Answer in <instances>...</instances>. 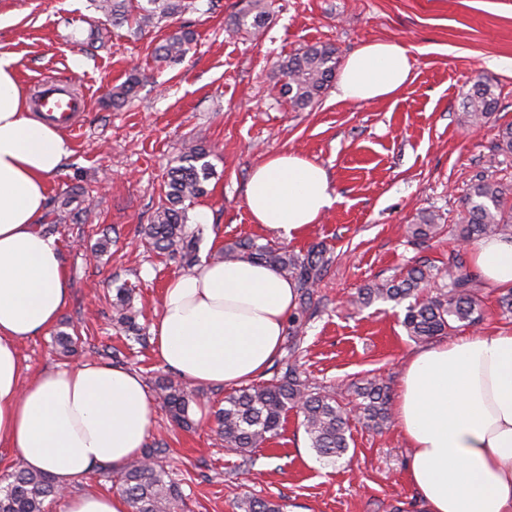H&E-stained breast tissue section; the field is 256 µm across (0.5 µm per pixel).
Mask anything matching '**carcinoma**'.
Returning <instances> with one entry per match:
<instances>
[{
    "instance_id": "1",
    "label": "carcinoma",
    "mask_w": 512,
    "mask_h": 512,
    "mask_svg": "<svg viewBox=\"0 0 512 512\" xmlns=\"http://www.w3.org/2000/svg\"><path fill=\"white\" fill-rule=\"evenodd\" d=\"M97 8L112 18L114 24L134 21L138 30L154 27L163 21L197 12L198 0H97ZM267 0H238L230 14L235 29L260 28L270 20ZM194 33L186 24L179 25L157 48L159 59L177 61L189 50ZM340 56L335 45L316 44L307 47L280 64L286 81L279 95L302 110L321 96L336 76ZM138 84L129 79L112 93V105L120 106L134 93ZM494 86L481 78L475 80L465 94L466 122L474 125L497 110ZM209 151L201 144L188 145L180 153L177 164L170 167L164 181V198L157 208L153 223L142 228L144 238L160 252L179 255L191 266L197 261L205 227L190 225L189 202L206 193L205 183L211 172L205 158ZM512 195V184L481 176L471 183L464 200V224L459 236L465 242L503 235L512 236V208L505 199ZM436 214L424 212L420 223L409 227L411 235L429 239L441 230ZM222 259H250L269 265L277 273L293 280L300 293V306L293 316L297 322L311 306L313 288L331 263V257L320 246L304 254H294L260 243L240 239L224 246ZM439 278L441 287L435 295L419 298L429 282ZM376 300L397 304L408 301L402 325L407 336L425 342L436 336L452 334L460 327L474 326L483 318L481 301L476 294V275L461 253L448 256V266L433 270L425 265L411 267L405 276L386 283L359 289L355 303L366 306ZM112 313L128 339L140 341V327L129 289H115ZM295 347L288 348L281 360L280 371L269 383L249 385L224 397V406L214 414L216 432L224 446L246 456L261 448L279 434L291 410L301 417V425L317 456L334 463L349 451L347 436L349 414L362 418L367 426L380 431L390 422V387L383 380L364 378L353 384L351 408L343 407L330 390L314 391L296 366ZM157 391L172 420L182 427L193 425L190 405L194 395L171 380L160 379ZM163 448H148L144 456L130 461L118 477V490L125 498L129 512H177L182 492L170 478L162 463ZM60 494V489L45 473L17 468L0 478V512H45V502ZM238 512H284L285 504L244 495L234 504Z\"/></svg>"
}]
</instances>
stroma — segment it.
<instances>
[{
  "label": "stroma",
  "instance_id": "stroma-1",
  "mask_svg": "<svg viewBox=\"0 0 512 512\" xmlns=\"http://www.w3.org/2000/svg\"><path fill=\"white\" fill-rule=\"evenodd\" d=\"M236 2L185 14L195 41L181 63L167 64L155 60L154 49L168 24L142 32L116 26L94 0H0V56L14 59L25 97L62 80L87 102L79 128L68 134L72 153L49 180L39 224L60 245L70 295L54 330L20 345L24 378L88 359L134 370L149 387L174 378L152 342L129 345L112 322L109 299L120 285L132 288L137 322L151 330L166 284L186 272L180 257L152 251L141 229L153 220L183 144L200 138L212 172L206 195L189 211L206 228L200 257L246 237L296 253L326 247L334 262L299 332L302 370L320 386L378 376L397 388L417 348L401 324L404 305L351 301L364 285L398 277L419 260L442 264L461 249L454 229L476 178L512 183V154L497 148L500 127L512 121V0H271L264 27L232 31L226 22ZM390 40L413 59L395 97L350 103L329 89L296 110L274 91L284 81L280 63L307 46L331 43L344 58ZM131 77L138 80L132 99L103 106ZM479 77L493 84L498 108L471 126L464 95ZM288 151L327 170L336 202L286 242L252 223L245 188L258 164ZM425 211L444 231L413 239L408 228ZM104 235L107 250L94 251ZM60 332L80 336L76 354L56 346ZM227 393L206 388L190 409L199 420L192 430L156 411L146 445L167 444L185 512H235L243 494L285 502L286 512H422L397 423L377 432L350 419V449L332 464L317 457L292 413L278 437L244 457L215 432L213 412Z\"/></svg>",
  "mask_w": 512,
  "mask_h": 512
}]
</instances>
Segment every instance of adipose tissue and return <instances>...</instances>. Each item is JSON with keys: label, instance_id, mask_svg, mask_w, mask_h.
<instances>
[{"label": "adipose tissue", "instance_id": "obj_1", "mask_svg": "<svg viewBox=\"0 0 512 512\" xmlns=\"http://www.w3.org/2000/svg\"><path fill=\"white\" fill-rule=\"evenodd\" d=\"M411 69L402 43L364 45L344 60L336 98L392 97ZM69 155L59 129L31 116L12 59L0 57V446L67 490L63 512H128L121 495L73 486L141 456L156 418L141 375L85 361L22 380L20 344L55 325L70 293L59 247L38 229L47 182ZM245 199L253 223L287 241L334 202L326 169L293 151L254 168ZM468 251L480 279L512 289V237H486ZM296 299L294 281L266 264L202 262L165 289L152 325L156 357L200 386L255 380L279 355ZM394 413L425 512H512L511 331L415 350Z\"/></svg>", "mask_w": 512, "mask_h": 512}]
</instances>
